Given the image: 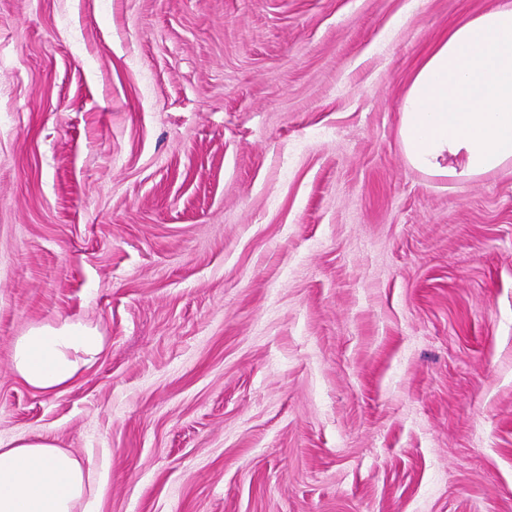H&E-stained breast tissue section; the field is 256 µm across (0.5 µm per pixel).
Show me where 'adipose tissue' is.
I'll use <instances>...</instances> for the list:
<instances>
[{
	"label": "adipose tissue",
	"mask_w": 512,
	"mask_h": 512,
	"mask_svg": "<svg viewBox=\"0 0 512 512\" xmlns=\"http://www.w3.org/2000/svg\"><path fill=\"white\" fill-rule=\"evenodd\" d=\"M409 163L472 177L512 162V0L449 27L416 68L399 108ZM106 347L96 325L68 317L32 325L12 348L15 374L48 395L70 387ZM92 473L43 438L0 446V512H76Z\"/></svg>",
	"instance_id": "obj_1"
}]
</instances>
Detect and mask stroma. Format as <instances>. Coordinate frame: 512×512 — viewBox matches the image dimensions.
Instances as JSON below:
<instances>
[{"mask_svg": "<svg viewBox=\"0 0 512 512\" xmlns=\"http://www.w3.org/2000/svg\"><path fill=\"white\" fill-rule=\"evenodd\" d=\"M497 0H0V443L88 512H512V164L408 162L399 106ZM103 354L44 395L15 339ZM106 347L97 325L59 318L32 325L12 348L15 374L31 389L48 395L70 387Z\"/></svg>", "mask_w": 512, "mask_h": 512, "instance_id": "35a3bbf8", "label": "stroma"}]
</instances>
